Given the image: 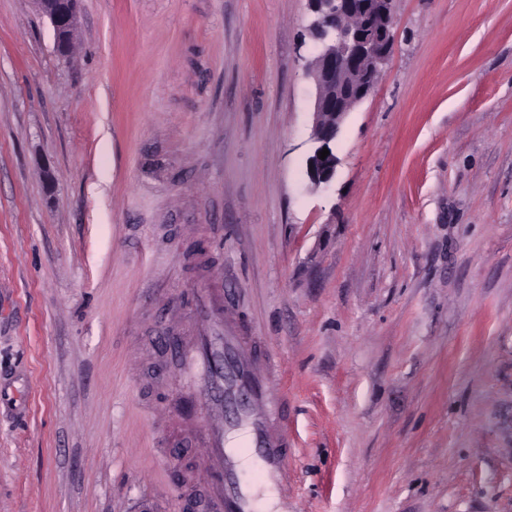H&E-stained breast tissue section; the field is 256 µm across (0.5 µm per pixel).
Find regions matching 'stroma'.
<instances>
[{"label":"stroma","mask_w":512,"mask_h":512,"mask_svg":"<svg viewBox=\"0 0 512 512\" xmlns=\"http://www.w3.org/2000/svg\"><path fill=\"white\" fill-rule=\"evenodd\" d=\"M395 13L315 191L307 0H80L66 59L0 0V512H177L217 271L296 512H512V0Z\"/></svg>","instance_id":"1"}]
</instances>
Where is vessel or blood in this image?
Instances as JSON below:
<instances>
[{
	"mask_svg": "<svg viewBox=\"0 0 512 512\" xmlns=\"http://www.w3.org/2000/svg\"><path fill=\"white\" fill-rule=\"evenodd\" d=\"M192 297L197 334L175 357L207 429L202 502L208 512H251V483L288 490V432L269 426L272 418L286 417V403L274 398L273 381L245 337L225 331L222 290L197 288Z\"/></svg>",
	"mask_w": 512,
	"mask_h": 512,
	"instance_id": "obj_1",
	"label": "vessel or blood"
}]
</instances>
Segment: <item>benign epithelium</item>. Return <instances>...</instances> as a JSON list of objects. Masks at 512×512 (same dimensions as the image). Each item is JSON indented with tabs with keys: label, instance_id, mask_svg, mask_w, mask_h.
I'll return each mask as SVG.
<instances>
[{
	"label": "benign epithelium",
	"instance_id": "benign-epithelium-1",
	"mask_svg": "<svg viewBox=\"0 0 512 512\" xmlns=\"http://www.w3.org/2000/svg\"><path fill=\"white\" fill-rule=\"evenodd\" d=\"M316 41L309 69L316 96L305 166L311 188L329 185L340 163L335 144L354 107L371 95L394 44L395 0H308ZM59 57L70 53L79 0H35ZM328 149L325 159L319 151Z\"/></svg>",
	"mask_w": 512,
	"mask_h": 512
}]
</instances>
